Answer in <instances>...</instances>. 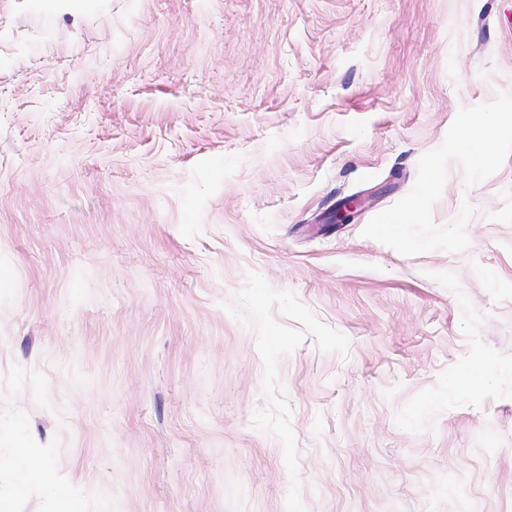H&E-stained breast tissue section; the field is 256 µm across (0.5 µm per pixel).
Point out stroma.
Instances as JSON below:
<instances>
[{"instance_id":"stroma-1","label":"stroma","mask_w":512,"mask_h":512,"mask_svg":"<svg viewBox=\"0 0 512 512\" xmlns=\"http://www.w3.org/2000/svg\"><path fill=\"white\" fill-rule=\"evenodd\" d=\"M503 92L512 0H0V512H512V157L362 235Z\"/></svg>"}]
</instances>
